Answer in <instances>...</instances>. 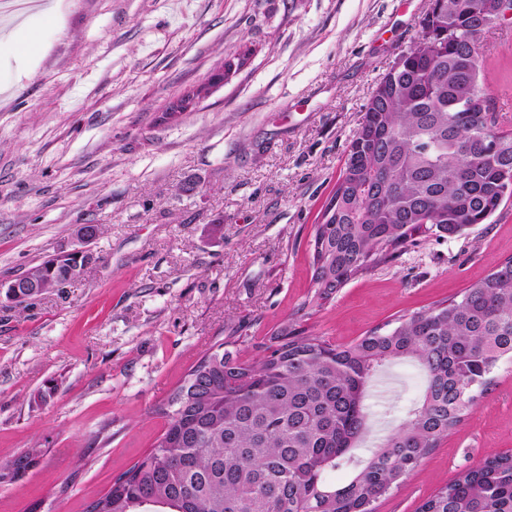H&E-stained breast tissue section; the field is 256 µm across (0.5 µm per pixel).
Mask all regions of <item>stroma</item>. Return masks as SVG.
I'll use <instances>...</instances> for the list:
<instances>
[{
  "label": "stroma",
  "mask_w": 512,
  "mask_h": 512,
  "mask_svg": "<svg viewBox=\"0 0 512 512\" xmlns=\"http://www.w3.org/2000/svg\"><path fill=\"white\" fill-rule=\"evenodd\" d=\"M427 0H62L0 7V512H85L163 433L159 407L219 343L246 359L281 325L343 346L456 296L512 258V200L426 235L309 306L310 241L378 79ZM38 48L17 56L29 33ZM512 101V28L486 35ZM249 60L193 111L170 106L226 57ZM99 228L65 288L13 305L5 284ZM382 376L367 456L422 393ZM477 408L378 500L416 512L488 455L512 453V360ZM33 453L15 477L7 463Z\"/></svg>",
  "instance_id": "obj_1"
}]
</instances>
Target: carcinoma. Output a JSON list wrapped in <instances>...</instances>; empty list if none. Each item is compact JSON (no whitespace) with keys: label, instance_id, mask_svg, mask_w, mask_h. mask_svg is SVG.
I'll return each instance as SVG.
<instances>
[{"label":"carcinoma","instance_id":"obj_1","mask_svg":"<svg viewBox=\"0 0 512 512\" xmlns=\"http://www.w3.org/2000/svg\"><path fill=\"white\" fill-rule=\"evenodd\" d=\"M501 0H429L419 31L364 105L316 225L313 302L322 305L414 236L461 234L512 198V130L485 76L484 36ZM187 90L172 112L205 98ZM477 100L482 112H460ZM512 359V258L459 295L336 346L283 326L246 360L205 353L161 408L154 447L88 512H373L474 411L499 361ZM410 362L421 403L352 454L368 428L379 375ZM353 469L343 485L328 480ZM418 512H512V454L484 458Z\"/></svg>","mask_w":512,"mask_h":512}]
</instances>
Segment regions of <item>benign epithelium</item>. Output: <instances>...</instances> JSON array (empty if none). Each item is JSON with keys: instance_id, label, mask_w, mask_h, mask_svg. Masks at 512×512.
Wrapping results in <instances>:
<instances>
[{"instance_id": "obj_1", "label": "benign epithelium", "mask_w": 512, "mask_h": 512, "mask_svg": "<svg viewBox=\"0 0 512 512\" xmlns=\"http://www.w3.org/2000/svg\"><path fill=\"white\" fill-rule=\"evenodd\" d=\"M97 236L95 225L84 224L79 230V245L68 251H60L49 257L50 275L43 277L35 271H27L10 281L7 295L13 299L24 291L33 297H40L59 288L60 281L77 280L85 268L95 261V254L88 244Z\"/></svg>"}]
</instances>
